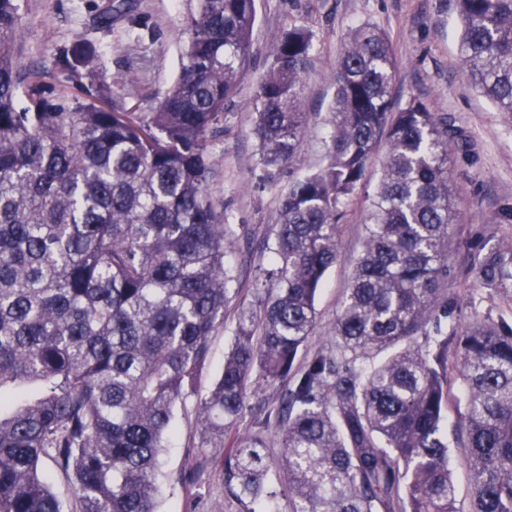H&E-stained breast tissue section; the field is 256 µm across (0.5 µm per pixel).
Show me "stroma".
Instances as JSON below:
<instances>
[{
    "label": "stroma",
    "mask_w": 512,
    "mask_h": 512,
    "mask_svg": "<svg viewBox=\"0 0 512 512\" xmlns=\"http://www.w3.org/2000/svg\"><path fill=\"white\" fill-rule=\"evenodd\" d=\"M101 3L20 0L21 37L14 51L23 65L44 70L48 98L66 101L72 91L58 77L56 58L75 42H84L99 57L103 72L131 77L129 83L114 84V106L135 104L140 111H153L179 71L181 0H125L127 19L115 23L108 33L94 26ZM358 24L388 37L396 60L394 90L399 100L421 98L430 111L447 117L456 133L448 154L457 208L448 254V297L460 308V325L477 318L512 322V309L495 293L475 287L471 269L480 250L512 238V122L473 90L462 73L455 0H257L247 72L208 140L209 191L224 210L225 229L237 242L225 257L235 276L233 292L224 322L211 336L197 393L179 406L176 432L161 454L159 512H235L225 498L226 451L202 446L196 405L223 366L238 308L255 300L253 283L269 264L261 247L276 222L281 195L297 175L326 158L324 117L334 95L332 74L350 29ZM292 25L314 34V63L305 79L309 121L297 164L268 180L258 164L252 102L274 38ZM385 152V147L377 148L366 172L365 192L347 203L340 257L318 294L317 324L306 353L327 347L334 334L354 263L363 249L367 195L379 182Z\"/></svg>",
    "instance_id": "stroma-1"
}]
</instances>
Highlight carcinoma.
Returning a JSON list of instances; mask_svg holds the SVG:
<instances>
[{
  "label": "carcinoma",
  "mask_w": 512,
  "mask_h": 512,
  "mask_svg": "<svg viewBox=\"0 0 512 512\" xmlns=\"http://www.w3.org/2000/svg\"><path fill=\"white\" fill-rule=\"evenodd\" d=\"M124 3L108 0L97 29ZM19 0H0V512H63L41 471L51 461L78 512H158L160 456L177 405L196 392L224 321L233 241L209 194L207 138L249 62L256 0H186L178 78L155 110L112 105L104 76L66 108L13 47ZM467 79L512 119V0H457ZM313 34L277 36L253 100L260 165L299 156ZM60 73L79 92L101 70L81 43ZM388 37L353 28L336 64L327 161L282 196L270 268L239 309L224 366L199 399L200 437L229 447L237 512H512V324L461 328L448 303L455 193L448 121L394 94ZM383 173L330 347L297 366L336 263L346 204L376 148ZM475 283L512 304V241L479 254ZM471 477L457 505L448 439L449 366ZM286 384L255 431L226 445L254 380ZM280 437L272 457L265 434Z\"/></svg>",
  "instance_id": "cac0c4a2"
}]
</instances>
